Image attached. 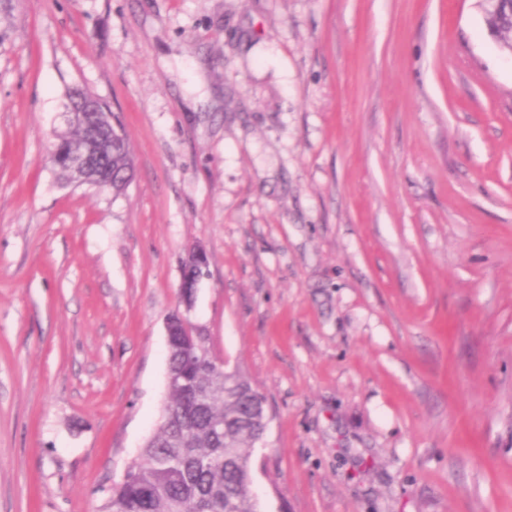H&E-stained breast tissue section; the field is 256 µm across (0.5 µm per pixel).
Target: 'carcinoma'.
<instances>
[{
    "label": "carcinoma",
    "mask_w": 512,
    "mask_h": 512,
    "mask_svg": "<svg viewBox=\"0 0 512 512\" xmlns=\"http://www.w3.org/2000/svg\"><path fill=\"white\" fill-rule=\"evenodd\" d=\"M485 2L489 31L511 47L507 3ZM112 131V193L119 194L134 164L126 135L118 126ZM87 137L84 122L71 123L57 134L60 156L80 151ZM190 343L177 335L167 341V376L174 382L167 383L160 422L102 512H262L250 490V458L264 429L254 389L239 374L200 358Z\"/></svg>",
    "instance_id": "1"
}]
</instances>
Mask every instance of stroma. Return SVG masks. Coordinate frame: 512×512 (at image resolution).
Instances as JSON below:
<instances>
[{
    "mask_svg": "<svg viewBox=\"0 0 512 512\" xmlns=\"http://www.w3.org/2000/svg\"><path fill=\"white\" fill-rule=\"evenodd\" d=\"M0 512H99L188 313L266 399L263 512H512V55L480 0H14ZM121 194L49 161L65 94ZM107 112L99 113L102 122L97 129V144L87 152L79 156H72L68 167L73 173V178L79 183L88 181V175H97L94 186L111 189L113 194L123 192L128 186L122 183V176L129 173L133 178L134 164L130 143L119 126L112 128L110 125L111 109L100 99ZM113 131V143H112ZM112 143V174L100 175L106 162L107 149ZM113 183V187H112ZM184 265L185 268L190 267L194 271L193 276L189 278L185 277L183 273L180 284L181 303L184 305L185 310L188 311L192 306L193 296L199 281L207 275L208 257L205 250L200 247L193 249L189 253Z\"/></svg>",
    "mask_w": 512,
    "mask_h": 512,
    "instance_id": "stroma-1",
    "label": "stroma"
}]
</instances>
